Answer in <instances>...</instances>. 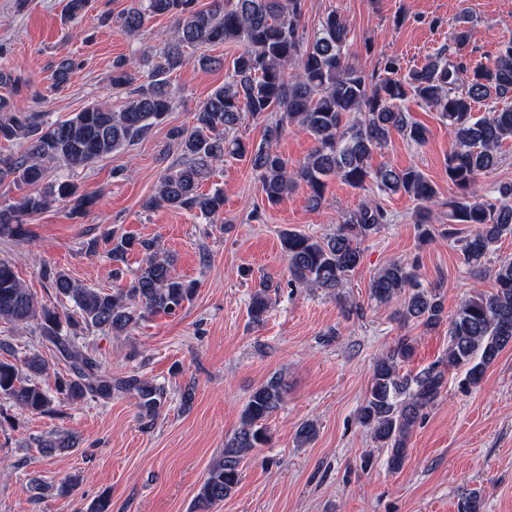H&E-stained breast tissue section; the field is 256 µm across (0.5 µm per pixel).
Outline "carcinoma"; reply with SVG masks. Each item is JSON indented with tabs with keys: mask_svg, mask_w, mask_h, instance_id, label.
Returning <instances> with one entry per match:
<instances>
[{
	"mask_svg": "<svg viewBox=\"0 0 512 512\" xmlns=\"http://www.w3.org/2000/svg\"><path fill=\"white\" fill-rule=\"evenodd\" d=\"M305 0H212L207 8L197 0H138L121 17L128 35L142 29L153 16L174 18L172 37L163 61L152 67L140 83L132 61L112 64V87L126 90L119 112L104 105L88 106L70 118L48 124L34 113L18 109L11 96L0 95V141H21L17 156H0V183L17 188L44 180L46 166L58 164L70 171L84 169L95 160L139 141L165 119L173 103L168 74L184 62L183 48L236 44L241 51L232 61L224 85L217 88L195 113L192 126H173L168 138L177 146L180 160L164 170L145 207L184 210L205 220L224 211V193L201 189L202 178L226 157L248 158L261 183L264 202L278 205L296 183L309 188L308 205L320 208L327 181L338 177L355 188L372 181L382 193H404L418 202L414 214L419 239L432 240V207L440 205L435 187L415 167L383 166L371 169L374 150L395 130L415 144L426 140V127L398 103L412 98L436 110L448 121L456 149L448 154V180L460 194L448 198V236L455 225L473 226L462 239L463 261L482 268L502 238L512 235V185L504 184L489 196L474 197L468 189L477 175L499 163V149L512 139V107L494 109L483 117L473 107L489 99L512 97V37L500 44L490 65L468 67L462 52L469 46L472 29L468 17L459 20L454 35L455 59L445 51L402 74V62L387 56L376 63L385 77L349 63L348 30L335 13L327 16L319 33L305 43L300 21ZM267 120L257 146L229 136L247 118ZM301 126L315 140L306 160L292 169L274 149L286 127ZM60 200L83 210L95 199L78 193L75 183L58 179L43 193L25 194L0 207V234L20 235L22 225L52 202ZM389 223L386 209L376 200L361 202L336 232L318 237L287 229L280 237L287 260L289 288H320L336 293L361 264L362 242ZM120 284L105 292L88 287L64 271L49 273L58 296L73 302L75 312L37 308L34 296L12 265L0 261V323L32 327L41 342L54 346L69 362L67 375L56 377L55 389L45 390L37 381L47 369L37 353L15 356L12 344L0 339V397L32 414L53 415L65 404H79L89 397L108 398L112 390L128 386L137 391L141 405L154 408L160 389L131 377L112 381L98 361L79 343L85 332L100 329L121 334L144 313L174 314L189 305L195 285L176 276L173 260L160 255L157 241L107 231L102 237ZM138 252L142 259L128 281H122L127 258ZM415 263L393 260L374 276L371 296L379 303L397 298L396 315L402 323L414 322L427 331L448 324L446 360L414 375L401 373L402 364L415 351V338L406 334L376 361L368 394L359 408L362 425L388 452L389 469H400L408 441L424 410L441 394L445 371L458 370V389L467 392L481 385L487 368L512 345V260L500 261L490 270L494 288L461 302L453 315L444 311L436 288H428L414 273ZM261 280L250 295L252 322L261 323L270 311L268 289ZM282 377L273 375L254 388L242 411L240 425L224 441V449L208 469L196 494L192 512H211L230 497L241 480L244 458L269 442L265 422L282 406ZM76 436L62 431L43 446L49 454L74 447ZM484 500L476 490L460 494L457 512H483Z\"/></svg>",
	"mask_w": 512,
	"mask_h": 512,
	"instance_id": "obj_1",
	"label": "carcinoma"
}]
</instances>
